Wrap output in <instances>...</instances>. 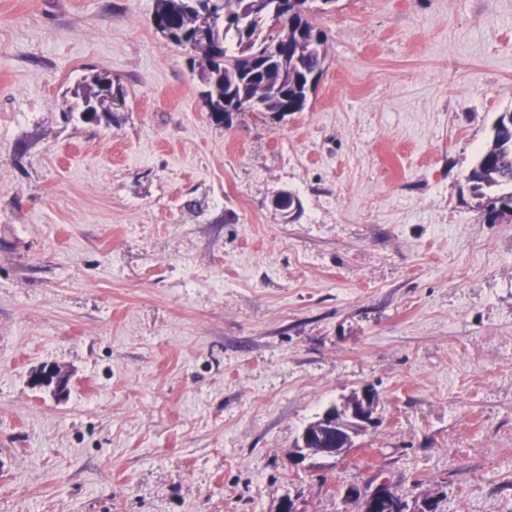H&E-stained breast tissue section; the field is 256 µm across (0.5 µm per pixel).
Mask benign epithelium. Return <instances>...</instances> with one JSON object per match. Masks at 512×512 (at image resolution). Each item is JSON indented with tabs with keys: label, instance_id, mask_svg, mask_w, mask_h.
I'll use <instances>...</instances> for the list:
<instances>
[{
	"label": "benign epithelium",
	"instance_id": "benign-epithelium-1",
	"mask_svg": "<svg viewBox=\"0 0 512 512\" xmlns=\"http://www.w3.org/2000/svg\"><path fill=\"white\" fill-rule=\"evenodd\" d=\"M379 422L378 396L364 387L321 412L289 450L297 463L313 455L338 457L359 447L358 441Z\"/></svg>",
	"mask_w": 512,
	"mask_h": 512
}]
</instances>
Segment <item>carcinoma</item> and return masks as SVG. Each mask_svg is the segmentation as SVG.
Masks as SVG:
<instances>
[{"mask_svg":"<svg viewBox=\"0 0 512 512\" xmlns=\"http://www.w3.org/2000/svg\"><path fill=\"white\" fill-rule=\"evenodd\" d=\"M160 2L164 9L155 29L168 30L166 39L198 54L202 103L212 120L224 122V98L247 112L259 92L273 114L305 109L309 78L323 74L327 41L308 0H294L298 10L284 18L279 0H218L210 12L198 7L199 0ZM73 95L90 120L118 111L126 99L124 88L107 73L84 78ZM467 183L475 197L486 200L490 222L512 217V108L495 119Z\"/></svg>","mask_w":512,"mask_h":512,"instance_id":"carcinoma-1","label":"carcinoma"}]
</instances>
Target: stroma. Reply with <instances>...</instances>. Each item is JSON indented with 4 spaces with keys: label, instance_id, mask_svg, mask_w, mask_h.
<instances>
[{
    "label": "stroma",
    "instance_id": "1",
    "mask_svg": "<svg viewBox=\"0 0 512 512\" xmlns=\"http://www.w3.org/2000/svg\"><path fill=\"white\" fill-rule=\"evenodd\" d=\"M153 4L0 0V512H512V221L466 181L512 0H336L304 111L220 124ZM364 386L359 448L294 464ZM73 95L81 99V113L88 120H93L98 112L112 116V112L124 107L126 99L124 88L107 73L84 78L73 90Z\"/></svg>",
    "mask_w": 512,
    "mask_h": 512
}]
</instances>
